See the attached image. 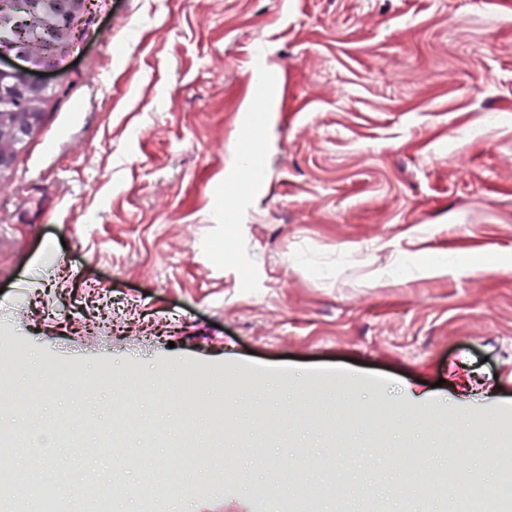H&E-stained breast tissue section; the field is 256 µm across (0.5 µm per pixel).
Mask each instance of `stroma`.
<instances>
[{
  "mask_svg": "<svg viewBox=\"0 0 512 512\" xmlns=\"http://www.w3.org/2000/svg\"><path fill=\"white\" fill-rule=\"evenodd\" d=\"M55 96L0 177V431L40 373L86 377L65 477L107 512L145 469L175 477L202 378L199 447L225 476L159 491L160 512H284L307 471L318 512H454L406 475L491 481L512 444V0H95ZM249 165H241V156ZM453 261L442 273L429 266ZM147 397L129 429L105 371ZM241 410L216 417L223 387ZM122 433L121 461L97 453ZM337 477L321 482L327 463Z\"/></svg>",
  "mask_w": 512,
  "mask_h": 512,
  "instance_id": "35a3bbf8",
  "label": "stroma"
}]
</instances>
